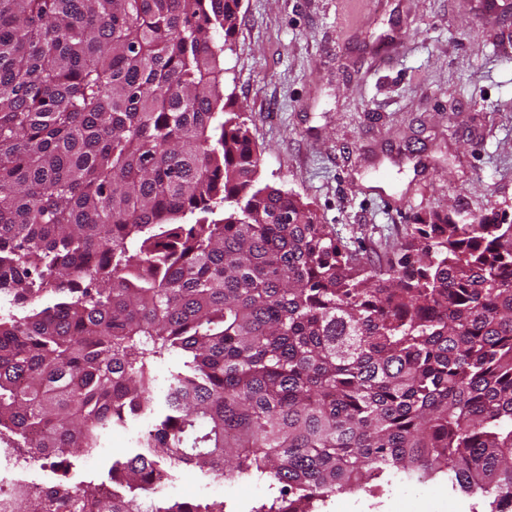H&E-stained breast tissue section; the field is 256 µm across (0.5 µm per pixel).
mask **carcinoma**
Instances as JSON below:
<instances>
[{
    "label": "carcinoma",
    "instance_id": "1",
    "mask_svg": "<svg viewBox=\"0 0 512 512\" xmlns=\"http://www.w3.org/2000/svg\"><path fill=\"white\" fill-rule=\"evenodd\" d=\"M240 4L0 0V436L66 461L154 416L112 493L56 483L70 512H225L154 494L171 467L265 480L251 512L393 471L504 512L512 224L418 214L376 265L260 185L224 102ZM179 364V357L171 355L163 361H159L152 369V385L156 393L163 392L170 379L171 371L175 370Z\"/></svg>",
    "mask_w": 512,
    "mask_h": 512
}]
</instances>
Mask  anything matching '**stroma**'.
Wrapping results in <instances>:
<instances>
[{"label":"stroma","instance_id":"35a3bbf8","mask_svg":"<svg viewBox=\"0 0 512 512\" xmlns=\"http://www.w3.org/2000/svg\"><path fill=\"white\" fill-rule=\"evenodd\" d=\"M241 0L224 53L235 98L261 155V183L300 198L364 261L391 256L417 213L471 220L512 214V0ZM149 424L114 428L71 485L107 474ZM168 497L222 500L249 512L267 495L175 472ZM439 474L382 479L328 498L319 512H485Z\"/></svg>","mask_w":512,"mask_h":512}]
</instances>
